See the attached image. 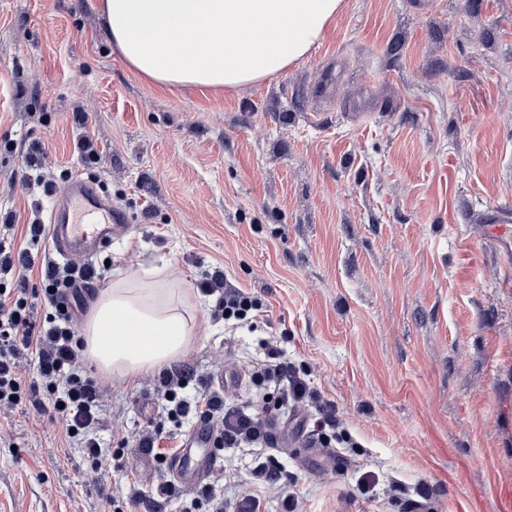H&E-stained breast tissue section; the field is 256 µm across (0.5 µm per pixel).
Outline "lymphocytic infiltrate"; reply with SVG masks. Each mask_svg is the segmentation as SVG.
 <instances>
[{
    "mask_svg": "<svg viewBox=\"0 0 512 512\" xmlns=\"http://www.w3.org/2000/svg\"><path fill=\"white\" fill-rule=\"evenodd\" d=\"M44 228L29 224L23 248L16 249L0 240V279L15 278L14 287L0 290V409L17 406L22 400L25 382L20 374L22 357L35 359L34 367L43 392L68 428L81 438L85 452L92 461H99L101 444L93 433L100 424L105 409L98 383L83 375L79 366L81 342L76 336L72 313L63 301V293L76 279L92 278L94 272L76 265L59 266L47 263L41 285H27L25 273L39 253ZM206 293L218 294L214 318L224 316L242 321L258 302L236 288L225 287L220 273H213L202 284ZM50 307L46 318L38 310ZM256 382H272L279 388L276 397L266 400L263 411H278L289 401L315 403L319 413L318 426L332 425L329 403L320 401L307 380L288 363L277 346H270L267 358L254 369ZM189 383L185 375L163 378L158 397L169 408L168 416L177 419L194 416L199 422L216 427L220 448H241L264 444L269 439L266 421L261 413L242 410L227 404L218 393H199L191 397L183 391Z\"/></svg>",
    "mask_w": 512,
    "mask_h": 512,
    "instance_id": "obj_1",
    "label": "lymphocytic infiltrate"
}]
</instances>
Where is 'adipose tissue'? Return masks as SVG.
<instances>
[{
    "instance_id": "ef3b65f1",
    "label": "adipose tissue",
    "mask_w": 512,
    "mask_h": 512,
    "mask_svg": "<svg viewBox=\"0 0 512 512\" xmlns=\"http://www.w3.org/2000/svg\"><path fill=\"white\" fill-rule=\"evenodd\" d=\"M346 0H100L103 35L145 81L233 92L276 77L319 44ZM194 326L143 269L100 293L81 330L100 373L137 376L190 348Z\"/></svg>"
}]
</instances>
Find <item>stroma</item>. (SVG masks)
<instances>
[{"mask_svg":"<svg viewBox=\"0 0 512 512\" xmlns=\"http://www.w3.org/2000/svg\"><path fill=\"white\" fill-rule=\"evenodd\" d=\"M99 0H0V214L22 245L50 195L95 178L131 217L80 289L152 267L195 317L185 356L100 378L107 412L91 461L40 388L0 411V512H207L138 453L150 423L181 445L196 421L156 404L164 373L188 393L256 404L246 367L277 343L333 404L288 408L263 447L226 448L206 485L269 512H512V0H347L302 62L233 93L144 82L100 33ZM93 140L97 159L77 143ZM221 271L255 297L247 324L214 319L201 284ZM154 402L142 414L140 401ZM123 447L122 461L110 451ZM276 456L285 483L255 469Z\"/></svg>","mask_w":512,"mask_h":512,"instance_id":"35a3bbf8","label":"stroma"}]
</instances>
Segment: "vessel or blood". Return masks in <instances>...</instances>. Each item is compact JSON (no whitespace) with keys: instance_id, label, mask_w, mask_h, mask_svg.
Segmentation results:
<instances>
[{"instance_id":"b4317fda","label":"vessel or blood","mask_w":512,"mask_h":512,"mask_svg":"<svg viewBox=\"0 0 512 512\" xmlns=\"http://www.w3.org/2000/svg\"><path fill=\"white\" fill-rule=\"evenodd\" d=\"M53 201L48 224L57 255L90 257L129 230L124 213L101 194L93 179L72 177L54 192ZM217 436L216 429L204 423L187 435L183 455L172 464L177 482L197 484L206 480L216 465L211 448Z\"/></svg>"}]
</instances>
